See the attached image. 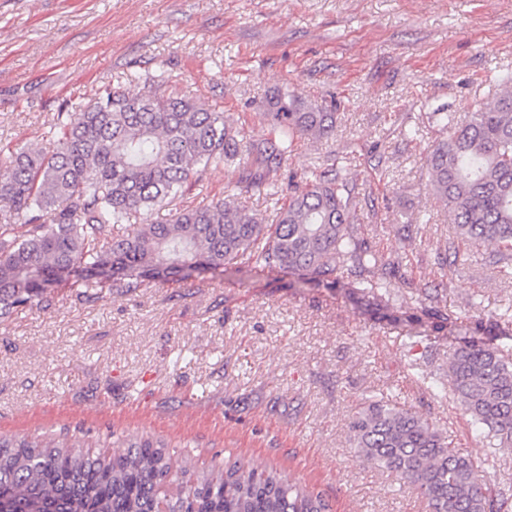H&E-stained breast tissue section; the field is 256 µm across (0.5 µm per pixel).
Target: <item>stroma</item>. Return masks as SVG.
Masks as SVG:
<instances>
[{
    "instance_id": "obj_1",
    "label": "stroma",
    "mask_w": 512,
    "mask_h": 512,
    "mask_svg": "<svg viewBox=\"0 0 512 512\" xmlns=\"http://www.w3.org/2000/svg\"><path fill=\"white\" fill-rule=\"evenodd\" d=\"M506 67L512 0H0L1 142L40 146L62 104L127 72L166 74L165 91L216 106L259 140L262 102L286 87L339 110L335 136L299 141L277 182L337 160L376 252L394 260L399 229L412 232L399 300L378 309L342 286L244 265L188 280L172 271L128 295L97 274L58 279L50 303L0 321V433L49 440L79 427L92 446L149 435L183 467L233 458L285 472L331 512H427L351 446L354 408L378 395L445 429L512 490V450L408 370L416 341L441 379L458 339L512 354V335L490 326L512 310V278L488 245L439 265L456 228L422 160L443 135L434 113L475 111ZM235 180L210 168L178 205L222 198Z\"/></svg>"
}]
</instances>
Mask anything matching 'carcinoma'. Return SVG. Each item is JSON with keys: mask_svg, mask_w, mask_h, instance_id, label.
<instances>
[{"mask_svg": "<svg viewBox=\"0 0 512 512\" xmlns=\"http://www.w3.org/2000/svg\"><path fill=\"white\" fill-rule=\"evenodd\" d=\"M125 74L85 104L63 106L45 145L0 148V203L20 223H0V318L50 301L55 277L112 271V287L134 293L144 278L174 269L247 265L328 286L369 302L396 301L386 263L359 238L354 184L336 164L274 176L297 140L328 137L336 116L286 88L266 98L268 137L253 140L224 113L181 93L160 91L162 74L125 88ZM503 88L464 119L434 113L446 135L423 164L462 242L512 254V69ZM238 173L239 192L268 188L281 201L264 225L232 194L175 212L165 223L143 215L169 206L212 165ZM448 380L431 394L453 398L470 423L512 449V355L465 342L448 354ZM349 431L357 456L417 490L428 512H503L482 461L464 456L418 413L382 399L361 404ZM82 429L54 445L0 434L3 512H329V503L272 468L224 462L218 473L172 476L168 444L150 436L112 442L109 456L83 450Z\"/></svg>", "mask_w": 512, "mask_h": 512, "instance_id": "1", "label": "carcinoma"}]
</instances>
